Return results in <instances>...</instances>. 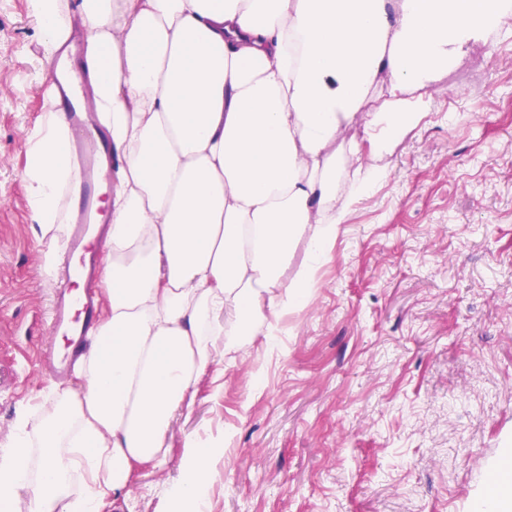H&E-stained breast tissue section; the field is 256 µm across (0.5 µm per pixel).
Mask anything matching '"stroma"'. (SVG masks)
Returning a JSON list of instances; mask_svg holds the SVG:
<instances>
[{
  "label": "stroma",
  "instance_id": "35a3bbf8",
  "mask_svg": "<svg viewBox=\"0 0 512 512\" xmlns=\"http://www.w3.org/2000/svg\"><path fill=\"white\" fill-rule=\"evenodd\" d=\"M27 0H0V446L44 415L54 280L25 141L49 104ZM355 201L308 300L198 386L120 512H171L184 443L222 447L210 512H468L512 445V34L470 47Z\"/></svg>",
  "mask_w": 512,
  "mask_h": 512
}]
</instances>
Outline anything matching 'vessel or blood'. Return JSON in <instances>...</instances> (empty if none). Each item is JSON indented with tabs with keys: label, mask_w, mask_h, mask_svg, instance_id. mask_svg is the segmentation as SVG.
<instances>
[{
	"label": "vessel or blood",
	"mask_w": 512,
	"mask_h": 512,
	"mask_svg": "<svg viewBox=\"0 0 512 512\" xmlns=\"http://www.w3.org/2000/svg\"><path fill=\"white\" fill-rule=\"evenodd\" d=\"M44 89L50 101L59 105L60 116L70 130L66 151L79 173L50 302V352L58 371L65 373L97 317L99 254L92 239L95 229L104 225L101 195L111 177L112 140L99 120L75 33L59 42Z\"/></svg>",
	"instance_id": "obj_1"
}]
</instances>
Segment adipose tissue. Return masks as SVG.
Instances as JSON below:
<instances>
[{"label": "adipose tissue", "instance_id": "1", "mask_svg": "<svg viewBox=\"0 0 512 512\" xmlns=\"http://www.w3.org/2000/svg\"><path fill=\"white\" fill-rule=\"evenodd\" d=\"M42 43L66 0H28ZM96 109L117 158L101 245L103 312L77 385L0 448V512H102L164 464L178 414L239 339L309 295L351 204L429 109L422 91L512 26V0H80ZM386 98L368 103L377 91ZM68 129L26 138L33 220L60 230L77 187ZM355 166L343 182L344 164ZM173 512H204L220 449L185 443ZM472 512H512L485 475Z\"/></svg>", "mask_w": 512, "mask_h": 512}]
</instances>
